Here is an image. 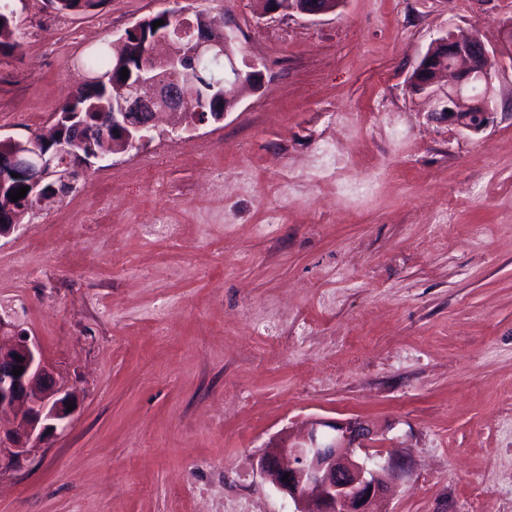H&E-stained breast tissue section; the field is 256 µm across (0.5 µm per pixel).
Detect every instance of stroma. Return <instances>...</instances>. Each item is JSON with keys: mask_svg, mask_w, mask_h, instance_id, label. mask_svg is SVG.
Wrapping results in <instances>:
<instances>
[{"mask_svg": "<svg viewBox=\"0 0 512 512\" xmlns=\"http://www.w3.org/2000/svg\"><path fill=\"white\" fill-rule=\"evenodd\" d=\"M13 4L0 138L49 132L83 56L166 9L224 16L263 79L223 121L159 114L0 238V315L80 395L0 469V512H291L257 456L312 417L409 461L378 512H512V61L477 134L409 87L441 35L499 47L512 0ZM271 12L296 13L308 18H317L335 13L344 0H265Z\"/></svg>", "mask_w": 512, "mask_h": 512, "instance_id": "35a3bbf8", "label": "stroma"}]
</instances>
